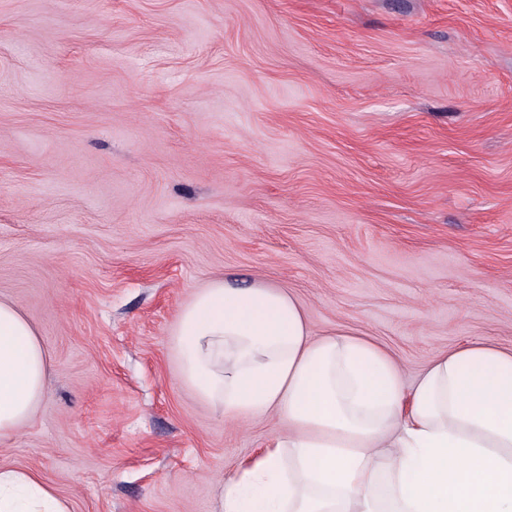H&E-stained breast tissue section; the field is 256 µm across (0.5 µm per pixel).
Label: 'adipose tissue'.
Here are the masks:
<instances>
[{
	"mask_svg": "<svg viewBox=\"0 0 512 512\" xmlns=\"http://www.w3.org/2000/svg\"><path fill=\"white\" fill-rule=\"evenodd\" d=\"M181 382L224 419L279 429L218 484L216 512H512V349L436 355L413 384L383 346L314 334L287 290L211 280L172 333ZM49 357L0 299V443L34 416ZM0 512H72L29 469L0 467Z\"/></svg>",
	"mask_w": 512,
	"mask_h": 512,
	"instance_id": "adipose-tissue-1",
	"label": "adipose tissue"
}]
</instances>
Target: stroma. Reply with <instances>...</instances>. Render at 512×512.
Here are the masks:
<instances>
[{
	"label": "stroma",
	"mask_w": 512,
	"mask_h": 512,
	"mask_svg": "<svg viewBox=\"0 0 512 512\" xmlns=\"http://www.w3.org/2000/svg\"><path fill=\"white\" fill-rule=\"evenodd\" d=\"M215 278L407 382L512 347V0H0V298L51 359L0 467L73 512H214L274 416L182 385Z\"/></svg>",
	"instance_id": "stroma-1"
}]
</instances>
